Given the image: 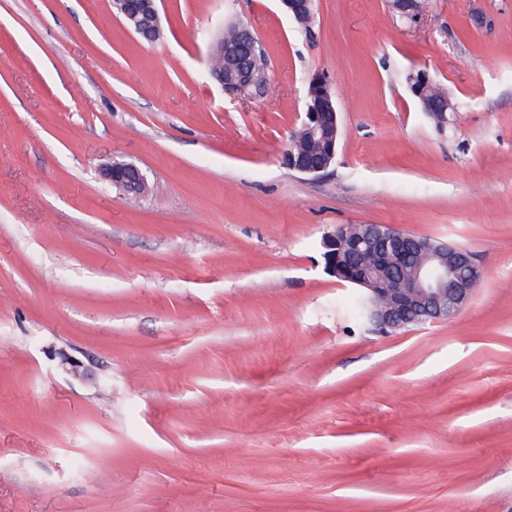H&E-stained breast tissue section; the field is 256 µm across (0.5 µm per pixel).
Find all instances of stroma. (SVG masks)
<instances>
[{
	"label": "stroma",
	"mask_w": 512,
	"mask_h": 512,
	"mask_svg": "<svg viewBox=\"0 0 512 512\" xmlns=\"http://www.w3.org/2000/svg\"><path fill=\"white\" fill-rule=\"evenodd\" d=\"M159 8L147 42L111 0H0V512H512V0L415 26L316 0L309 37L278 0ZM233 23L263 94L208 73ZM316 77L340 138L314 177L284 153ZM340 224L487 275L452 320L369 332L325 267ZM235 26L241 29L243 32H246L250 37L244 48V51L248 52L249 54L254 53L255 44L251 30L245 24L229 25L227 28H225L221 37L218 38L211 46L209 53L210 75L228 95L237 96L253 90L255 92L262 93L266 85L264 77L266 76L267 70V58L258 39L255 53L251 58V65L253 67V71L260 78V80H262L261 83L258 82L253 71L249 70L245 66L244 61L238 62V76L235 81L229 83L224 82L223 68L215 64L214 55L218 53V48L224 39V67L225 65H233V63H231L232 60L230 59V61H227L225 57L228 56L238 44L239 36ZM427 82H428V79L420 77L419 81L415 84V86L413 88L414 89L413 93H414V96L418 99V103L423 111L433 112L438 109V105L435 102H433L432 100H430L429 98L442 101L443 96L448 95V93H447L448 91L446 92L445 91L446 89L444 88L445 89L444 90L443 87L440 84H438L437 82L429 81V83L427 84V86L425 88L426 95L429 98H426L421 91H418V87H419V85L425 84ZM446 112H447V114H448V112H457V106H456V104L453 103V101L451 100L449 95H448V98L444 101V108H443L442 114L428 113L427 115L433 121V123L435 124V126L438 129H443L447 125V124H445V120H444L443 116L446 115V121L448 123V118H447ZM101 173L104 179L123 192L125 196L141 195V187H146V176L140 168L130 163L115 162L105 165Z\"/></svg>",
	"instance_id": "obj_1"
}]
</instances>
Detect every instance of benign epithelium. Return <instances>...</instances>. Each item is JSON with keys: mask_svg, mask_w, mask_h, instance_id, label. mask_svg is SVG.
Instances as JSON below:
<instances>
[{"mask_svg": "<svg viewBox=\"0 0 512 512\" xmlns=\"http://www.w3.org/2000/svg\"><path fill=\"white\" fill-rule=\"evenodd\" d=\"M288 15L299 24L313 19V0H281ZM112 7L133 33L150 41L162 31L158 0H112ZM392 8L401 18L417 21L422 13V0H392ZM223 38L211 46L209 69L211 77L228 95L237 96L248 91L258 93L266 81H258L253 73L238 62L236 80L224 82L223 68L215 64ZM308 96L326 110L333 135L325 161L309 160L299 154L285 155L289 168L306 175L325 171L336 155L340 128L338 106L330 85L318 78L309 87ZM104 179L126 196H138L147 185L140 168L130 163L112 162L102 168ZM327 267L337 275L336 253L343 254L347 277L340 281L366 288L370 307L368 318L372 329L390 334L409 327L412 323H433L451 319L470 301L474 288L485 275L467 250L447 243L417 236L399 229L388 230L382 224H365L355 235H345L335 229L323 238ZM412 262L410 272L397 275L391 269L403 268Z\"/></svg>", "mask_w": 512, "mask_h": 512, "instance_id": "benign-epithelium-1", "label": "benign epithelium"}]
</instances>
